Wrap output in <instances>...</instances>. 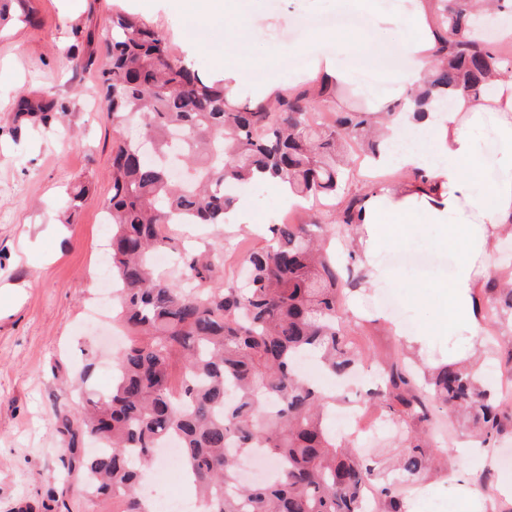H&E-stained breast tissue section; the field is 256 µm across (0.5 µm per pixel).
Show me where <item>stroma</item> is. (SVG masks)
I'll list each match as a JSON object with an SVG mask.
<instances>
[{
	"label": "stroma",
	"mask_w": 512,
	"mask_h": 512,
	"mask_svg": "<svg viewBox=\"0 0 512 512\" xmlns=\"http://www.w3.org/2000/svg\"><path fill=\"white\" fill-rule=\"evenodd\" d=\"M400 0H378L388 11ZM40 26L0 31V512H46L51 488L63 473L66 447L55 432L54 409L79 407L86 394L107 392L116 350L111 315L87 324L99 303L96 279L108 278L107 243L112 228L104 222V201L112 194L110 171L118 133L101 104L97 76L106 65L105 37L113 13L138 14L169 40L174 58L200 75L224 74L223 56L248 69L246 100L260 84L267 64L281 80L297 78V90L316 95L319 78L295 71L289 61L305 36L303 21L351 15L337 0H255L262 22L242 27L235 16L225 26L189 25L191 0H34ZM368 12L359 28L329 30V50L341 66L362 58L366 73L356 75L345 104L362 103L361 90L377 69L402 67L393 50L408 38L405 26L385 28ZM54 96L66 108L64 119L24 127L15 122L14 103L22 94ZM388 170H360L320 210L311 204L278 202L273 186L259 187L249 224H173L169 234L186 248L206 243L263 247L272 225L308 221L312 212L333 220L347 198L379 181ZM86 193L75 214H68L72 188ZM439 229L424 224L386 246L379 262L397 283L360 284L348 300V334L365 352L394 357L415 352L423 360H444L470 350L474 337L435 331L417 343L406 332L436 322L444 298L439 290L451 274L447 251L436 245ZM401 321L397 335L391 321ZM89 380H82L83 370ZM456 446L447 466L429 478L413 501L416 512H479L497 496L498 478L512 475V433L493 450V481L480 484L474 463L460 447L467 443L463 423H455Z\"/></svg>",
	"instance_id": "1"
}]
</instances>
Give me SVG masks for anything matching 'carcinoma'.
<instances>
[{
	"label": "carcinoma",
	"instance_id": "cac0c4a2",
	"mask_svg": "<svg viewBox=\"0 0 512 512\" xmlns=\"http://www.w3.org/2000/svg\"><path fill=\"white\" fill-rule=\"evenodd\" d=\"M13 2L16 20L37 26L32 0H0V23ZM437 10V58L412 97L419 118L448 109L459 92L490 94L491 80L508 67L475 28L476 0H438ZM108 56L99 82L112 124L119 131L131 119L140 124V138L119 135L106 203L112 294L130 340L116 357L108 393L87 395L76 411L55 410L68 452L63 468L82 479L86 493L120 500L117 512H149L134 488L158 444L175 439L206 512H361L367 488L375 512H405L403 481H422L446 451L434 432V409L465 416L484 444L512 431V408L481 387L475 366L440 362L420 375L399 360L382 365L372 406L402 427L401 478L385 477L381 462L328 428L336 398L302 378L295 361L315 352L340 378L369 357L343 334L350 268L324 247L355 226L356 198L331 224L314 215L276 225L266 246L247 251L241 287L220 281L221 243L182 254L186 283L153 264L156 253L176 249L166 226L224 223L236 202L232 188L259 173L308 201L335 196L356 164L350 141L374 159L383 148L377 113L358 107L322 122V109L305 92L275 106H232L224 80L172 58L169 40L127 12L112 19ZM15 112L45 123L65 109L24 95ZM482 292L497 318L512 317V283L490 278ZM258 448L278 475L243 486L239 460Z\"/></svg>",
	"mask_w": 512,
	"mask_h": 512
}]
</instances>
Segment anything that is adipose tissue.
Here are the masks:
<instances>
[{
  "label": "adipose tissue",
  "instance_id": "1",
  "mask_svg": "<svg viewBox=\"0 0 512 512\" xmlns=\"http://www.w3.org/2000/svg\"><path fill=\"white\" fill-rule=\"evenodd\" d=\"M434 16L433 0H403L395 13L380 17L382 24L403 23L411 30L399 48L406 68L381 76L396 96L415 89L433 60ZM408 126L401 115L389 124V149L380 160L414 171V179L370 188L361 198L358 243L365 278L371 283L391 280L375 255L407 225H438L441 246L453 260L443 286V316L450 334L475 336L481 321L475 288L489 276L501 232L512 227V79L497 80L491 95H460L449 111L429 112L419 124L427 139L422 149L400 147ZM487 168L495 176L477 189L476 175Z\"/></svg>",
  "mask_w": 512,
  "mask_h": 512
}]
</instances>
